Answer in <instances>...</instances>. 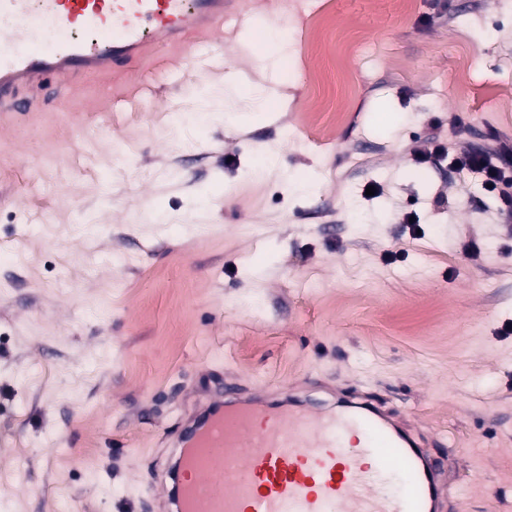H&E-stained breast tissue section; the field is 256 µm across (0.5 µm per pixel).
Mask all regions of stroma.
I'll list each match as a JSON object with an SVG mask.
<instances>
[{
	"instance_id": "obj_1",
	"label": "stroma",
	"mask_w": 512,
	"mask_h": 512,
	"mask_svg": "<svg viewBox=\"0 0 512 512\" xmlns=\"http://www.w3.org/2000/svg\"><path fill=\"white\" fill-rule=\"evenodd\" d=\"M251 2L291 78L243 23L212 59L160 43L146 71L0 115V512H158L207 380L316 409L363 392L451 457L462 512H512V219L414 155L512 144V0H309L316 26ZM227 64L261 90L230 118ZM349 86L344 120L310 127Z\"/></svg>"
}]
</instances>
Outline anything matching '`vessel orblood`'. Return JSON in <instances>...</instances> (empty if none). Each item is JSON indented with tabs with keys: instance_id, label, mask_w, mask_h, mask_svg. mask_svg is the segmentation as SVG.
<instances>
[{
	"instance_id": "1",
	"label": "vessel or blood",
	"mask_w": 512,
	"mask_h": 512,
	"mask_svg": "<svg viewBox=\"0 0 512 512\" xmlns=\"http://www.w3.org/2000/svg\"><path fill=\"white\" fill-rule=\"evenodd\" d=\"M224 0H0V111L21 86L139 69L155 41L217 33ZM163 512H447V470L384 405L311 415L207 398L174 443Z\"/></svg>"
}]
</instances>
